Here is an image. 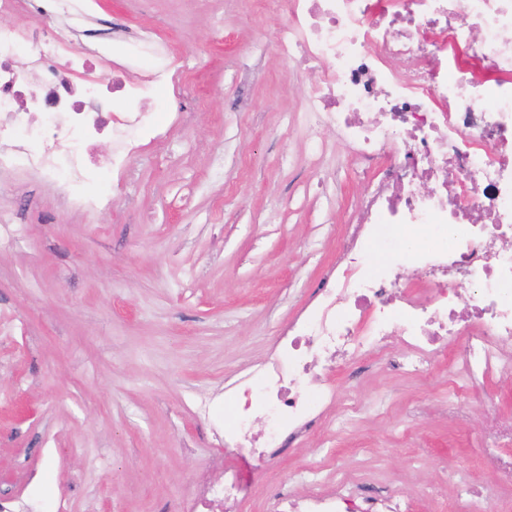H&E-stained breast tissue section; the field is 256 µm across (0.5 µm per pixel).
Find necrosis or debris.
Wrapping results in <instances>:
<instances>
[{
  "label": "necrosis or debris",
  "mask_w": 512,
  "mask_h": 512,
  "mask_svg": "<svg viewBox=\"0 0 512 512\" xmlns=\"http://www.w3.org/2000/svg\"><path fill=\"white\" fill-rule=\"evenodd\" d=\"M264 3L286 15L276 53L321 68L307 90L317 124L343 131L362 169L397 190L366 198L329 287L316 290L267 358L225 383L224 481L181 512H236L245 449L274 460L310 432L322 413L309 390L333 404L332 376L349 361L374 356L417 376L458 345L445 408L457 426L468 420L467 398L512 372V0ZM90 10V0H0V15L33 17L22 28L0 25V182L20 167L41 183L64 182L63 206L93 216L110 206L86 190L98 176L95 145L111 141L108 171L124 176L158 140L147 110L153 88L182 95L190 61L140 27L132 43L152 66L132 76L110 54L125 25L102 19L87 28ZM389 149L393 161L379 168ZM400 227L418 242L391 238ZM379 246L375 263L370 250ZM407 267L423 285L402 280ZM479 455L491 484L455 476L450 512H490L493 486L512 487V414L488 419ZM269 512H414V501L393 487L318 478L305 494L275 495Z\"/></svg>",
  "instance_id": "4bbe7bcc"
}]
</instances>
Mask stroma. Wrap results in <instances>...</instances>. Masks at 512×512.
<instances>
[{
	"mask_svg": "<svg viewBox=\"0 0 512 512\" xmlns=\"http://www.w3.org/2000/svg\"><path fill=\"white\" fill-rule=\"evenodd\" d=\"M94 13L152 27L195 58V92L155 89L159 145L123 180L87 186L111 209H64L63 184L21 170L0 185V209L16 215L0 230V500L11 512H178L224 478L223 440L198 400L249 372L309 308L378 178L306 112L321 72L269 45L284 15L257 0H155L148 13L97 0ZM450 366L337 371V402L274 468L340 467L435 512L421 487L444 468L481 478L484 420L512 411L506 373L493 402L469 399L466 426L418 413L416 402L447 400ZM354 402L365 410L348 426Z\"/></svg>",
	"mask_w": 512,
	"mask_h": 512,
	"instance_id": "1",
	"label": "stroma"
}]
</instances>
